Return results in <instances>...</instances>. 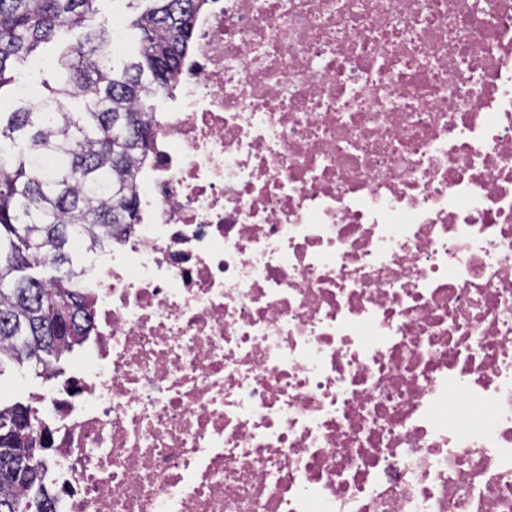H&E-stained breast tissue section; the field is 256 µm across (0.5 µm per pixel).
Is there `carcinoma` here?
I'll return each instance as SVG.
<instances>
[{"label": "carcinoma", "instance_id": "carcinoma-1", "mask_svg": "<svg viewBox=\"0 0 512 512\" xmlns=\"http://www.w3.org/2000/svg\"><path fill=\"white\" fill-rule=\"evenodd\" d=\"M98 0H0V101L19 95V66L82 29L56 53L42 107L0 112V375L5 365L36 368L88 335L91 307L78 284L84 262L70 247L94 252L129 226L137 211L133 161L147 155L152 126L144 100L167 89L179 73L197 11L204 0H148L132 27L135 59L118 56L112 34L98 21ZM74 99L83 109L69 107ZM68 265L66 277L21 275L32 266ZM67 315L66 336L49 323ZM31 408L0 404V512H54L41 484L44 463L32 447Z\"/></svg>", "mask_w": 512, "mask_h": 512}]
</instances>
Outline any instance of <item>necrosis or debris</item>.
Listing matches in <instances>:
<instances>
[{
    "mask_svg": "<svg viewBox=\"0 0 512 512\" xmlns=\"http://www.w3.org/2000/svg\"><path fill=\"white\" fill-rule=\"evenodd\" d=\"M180 73L55 512H512V0H207Z\"/></svg>",
    "mask_w": 512,
    "mask_h": 512,
    "instance_id": "necrosis-or-debris-1",
    "label": "necrosis or debris"
}]
</instances>
